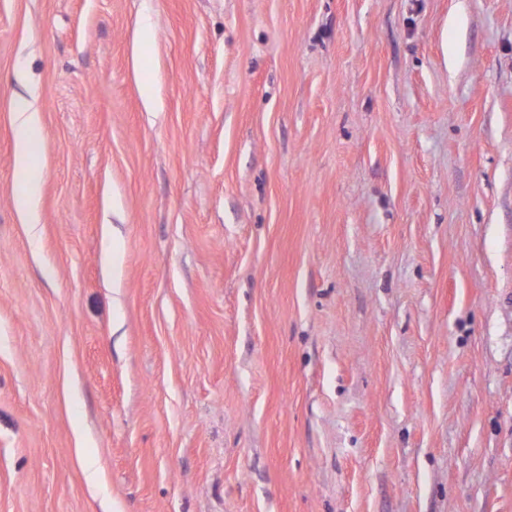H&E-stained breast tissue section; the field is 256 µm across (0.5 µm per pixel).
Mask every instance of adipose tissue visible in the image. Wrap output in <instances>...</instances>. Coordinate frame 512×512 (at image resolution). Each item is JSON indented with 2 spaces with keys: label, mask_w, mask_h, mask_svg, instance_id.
<instances>
[{
  "label": "adipose tissue",
  "mask_w": 512,
  "mask_h": 512,
  "mask_svg": "<svg viewBox=\"0 0 512 512\" xmlns=\"http://www.w3.org/2000/svg\"><path fill=\"white\" fill-rule=\"evenodd\" d=\"M18 127L13 164L19 176V185L15 195L16 210L25 224L35 225L38 215L32 185L36 178L33 136L40 123V113L36 98L19 102L14 113Z\"/></svg>",
  "instance_id": "ef3b65f1"
}]
</instances>
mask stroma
<instances>
[{
	"mask_svg": "<svg viewBox=\"0 0 512 512\" xmlns=\"http://www.w3.org/2000/svg\"><path fill=\"white\" fill-rule=\"evenodd\" d=\"M0 512H512V0H0ZM14 120L18 126L13 164L19 176V185L15 195L16 210L24 224H38L35 197L32 185L36 178L34 141L39 123L40 113L37 107V95L32 93L29 99L19 102L14 112Z\"/></svg>",
	"mask_w": 512,
	"mask_h": 512,
	"instance_id": "stroma-1",
	"label": "stroma"
}]
</instances>
